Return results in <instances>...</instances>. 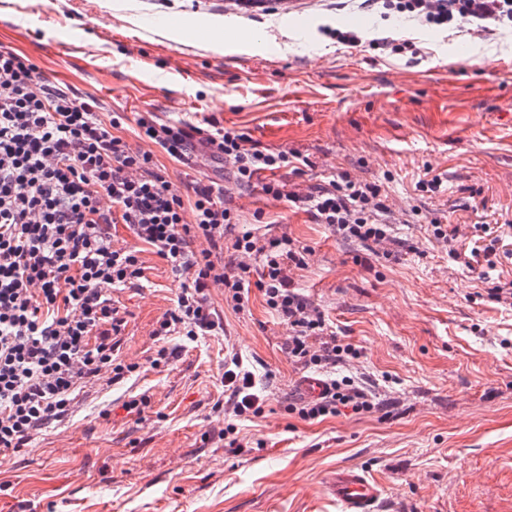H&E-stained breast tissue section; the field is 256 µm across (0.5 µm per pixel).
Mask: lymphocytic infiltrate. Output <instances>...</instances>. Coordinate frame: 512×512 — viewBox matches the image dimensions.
<instances>
[{
	"instance_id": "1",
	"label": "lymphocytic infiltrate",
	"mask_w": 512,
	"mask_h": 512,
	"mask_svg": "<svg viewBox=\"0 0 512 512\" xmlns=\"http://www.w3.org/2000/svg\"><path fill=\"white\" fill-rule=\"evenodd\" d=\"M365 6L408 14L442 26L466 20L476 31L512 27V0H363ZM119 115L104 114L91 96L52 85L34 64L0 44V452H19L52 422L71 412L82 385H115L137 372L115 355L127 321L112 294L141 285L145 267L137 247L117 248L111 227L123 224L153 248L180 280L173 308L152 332L160 347L152 368L168 364L172 336L195 339L222 325L210 288L224 291L233 312L259 292L288 327L287 353L297 370L328 371L359 351L329 331L323 311L292 288L287 271L303 268L310 249L288 235L258 238L238 231L224 204V188L193 179L171 181L153 152L116 133ZM139 139L186 162L193 145L231 163L240 187L262 171L299 173V153L272 151L226 128L188 131L151 118L137 121ZM266 195L303 209L337 238L363 245L390 238V208L380 188L342 174L300 193L288 182L264 185ZM111 207H103L101 197ZM263 271L251 280V258ZM231 412L220 439L237 447L236 422L264 413L267 397L239 360L224 370ZM376 397L352 377L329 381L323 397L289 404V414L312 423L380 410Z\"/></svg>"
}]
</instances>
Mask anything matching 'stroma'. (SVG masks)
I'll return each instance as SVG.
<instances>
[{
	"label": "stroma",
	"instance_id": "obj_1",
	"mask_svg": "<svg viewBox=\"0 0 512 512\" xmlns=\"http://www.w3.org/2000/svg\"><path fill=\"white\" fill-rule=\"evenodd\" d=\"M194 29L214 31L209 50ZM386 36L400 49L378 45ZM65 41L79 52H63ZM0 43L123 113L117 133L130 144L147 113L211 121L307 157L287 177L300 187L342 173L376 183L403 243L385 262L378 245L337 239L267 196L271 172L242 189L204 156L187 166L156 151L177 187L217 180L257 236L310 247L292 285L360 348L337 375L387 407L314 424L289 415L299 373L288 327L256 292L248 311L225 310L222 329L173 339L175 358L152 369L151 332L179 282L146 246V287L117 295L128 321L118 357L139 373L77 390L68 421L0 453V512H343L325 487L339 465L380 482L377 512H512V308L491 301L482 265L451 261L430 226L456 225L461 253L478 225L500 226L496 272L512 280V32L384 21L356 0H0ZM428 174L438 190L420 187ZM234 356L270 395L263 417L239 423L237 452L217 437ZM132 392L147 405L126 408Z\"/></svg>",
	"mask_w": 512,
	"mask_h": 512
}]
</instances>
